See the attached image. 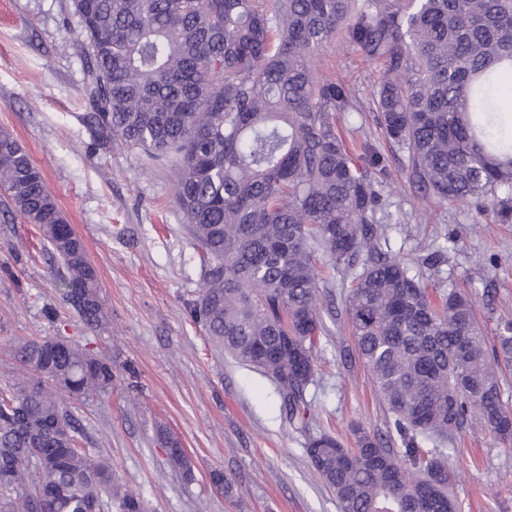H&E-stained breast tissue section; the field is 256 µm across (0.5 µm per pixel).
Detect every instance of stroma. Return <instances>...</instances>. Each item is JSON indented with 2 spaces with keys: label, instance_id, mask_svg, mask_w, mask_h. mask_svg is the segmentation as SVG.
Segmentation results:
<instances>
[{
  "label": "stroma",
  "instance_id": "1",
  "mask_svg": "<svg viewBox=\"0 0 512 512\" xmlns=\"http://www.w3.org/2000/svg\"><path fill=\"white\" fill-rule=\"evenodd\" d=\"M74 0H0V127L9 129L46 185L95 270L108 324L87 326L62 297L63 269L37 225L0 221V382L16 371L18 342L63 332L112 358L119 377L111 397L63 403L78 420L82 447L106 458L116 483L137 494L145 512H340L333 490L312 467L304 434L281 422L273 385L255 369L218 355L188 314L201 286L199 251L173 201L168 163L120 142L102 143L84 123L85 71ZM322 74L367 98L377 63L335 41L322 50ZM351 147L370 144L389 162L402 154L373 113L341 112ZM397 223L390 246L414 259L448 250L440 273L416 271L436 287L471 294L488 339L512 320V223L493 211L422 199L405 182L386 185ZM326 331L309 393L319 413L314 432L351 442L352 425L393 438L391 415L353 349L344 297L348 284L323 265ZM53 307L58 326L43 314ZM166 427L194 470L185 481L157 441ZM461 512H512V444L480 428L445 445ZM222 471L232 489L214 487Z\"/></svg>",
  "mask_w": 512,
  "mask_h": 512
}]
</instances>
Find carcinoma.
<instances>
[{
  "label": "carcinoma",
  "mask_w": 512,
  "mask_h": 512,
  "mask_svg": "<svg viewBox=\"0 0 512 512\" xmlns=\"http://www.w3.org/2000/svg\"><path fill=\"white\" fill-rule=\"evenodd\" d=\"M88 42L85 120L155 160L173 158V195L200 249L201 294L190 318L214 349L275 386L279 414L306 431L308 388L325 333L316 254L351 276L345 312L356 356L388 407L403 450L353 427L356 447L309 438L305 452L341 512H457L439 448L472 414L512 442L502 367L512 322L487 347L468 294L431 287L389 250L383 189L397 174L422 198L485 199L512 223V0H74ZM339 38L377 62L364 102L321 74ZM373 112L404 153L391 170L365 147L355 163L338 112ZM0 189L10 219L36 224L66 273L62 295L90 325L107 317L81 239L41 171L0 128ZM14 348L20 372L0 385V512H87L117 502L110 466L74 445L79 425L59 399L112 395V360L60 337ZM168 460L192 470L162 430Z\"/></svg>",
  "instance_id": "1"
}]
</instances>
